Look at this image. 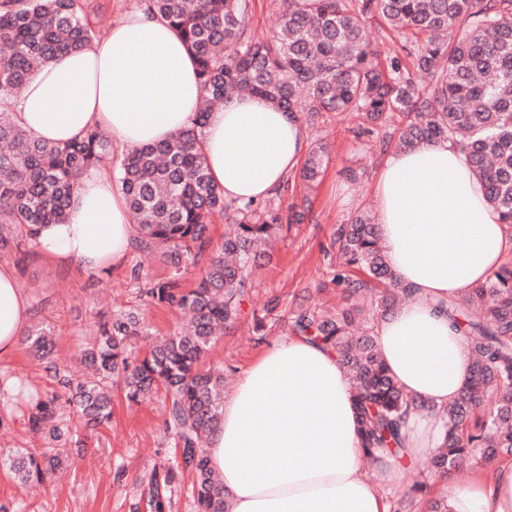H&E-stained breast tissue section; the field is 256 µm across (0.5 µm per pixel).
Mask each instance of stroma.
Returning a JSON list of instances; mask_svg holds the SVG:
<instances>
[{
    "label": "stroma",
    "mask_w": 512,
    "mask_h": 512,
    "mask_svg": "<svg viewBox=\"0 0 512 512\" xmlns=\"http://www.w3.org/2000/svg\"><path fill=\"white\" fill-rule=\"evenodd\" d=\"M362 124L360 114L344 112L323 115L309 126L310 140L329 145L327 168L310 189L299 177H291L283 202L308 201L311 218L283 226L269 258L255 269L245 289L238 319L209 354L211 364L224 366L233 377H240L263 349L289 336L288 321L303 297L327 310L339 304L331 282L336 231L359 210L374 208L375 182L385 157L381 142L395 135L398 127L391 120L374 135L360 138L356 132ZM348 168L354 179L346 178ZM0 262L13 266L21 287L31 295L34 321L49 328L59 366L55 372L46 369L22 347L13 357L0 360V375L22 378L42 396L56 397L64 418L69 415L68 394L59 378L82 376L79 352L99 316L139 310L151 331L150 337L137 342L140 353L151 346L154 336L170 334L184 323L178 311L146 304L131 274L140 264L151 278L165 279L170 268L160 258L145 263L134 251L121 267L87 273L56 267L29 244L22 251L1 254ZM29 411V406L16 409L0 398V505H9L11 512H133L140 478L154 465L174 462L177 455L174 439L164 432L162 396L136 404L118 395L112 422L100 433L98 444L45 484L29 485L13 478L7 464L10 455L24 450L39 453L47 446L41 435L30 431Z\"/></svg>",
    "instance_id": "obj_1"
}]
</instances>
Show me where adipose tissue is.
<instances>
[{
	"label": "adipose tissue",
	"mask_w": 512,
	"mask_h": 512,
	"mask_svg": "<svg viewBox=\"0 0 512 512\" xmlns=\"http://www.w3.org/2000/svg\"><path fill=\"white\" fill-rule=\"evenodd\" d=\"M202 96L182 38L137 6L113 22L107 39L37 69L13 106L45 143L96 128L122 153L175 136ZM307 148L302 119L258 96L226 99L203 132L209 172L230 201L273 196ZM375 195L380 244L411 291L374 334L412 401L403 444L411 459L442 445V411L472 372L448 304L499 269L512 252V228L445 141L388 154ZM135 239L121 188L94 169L79 180L66 223L41 226L35 244L58 265L95 271L123 265ZM34 313L13 269L0 264V359L18 351ZM205 448L229 512H392L390 492L401 477L393 457L365 466L352 382L332 348L301 336L276 343L242 372ZM440 488L447 512H512V456L479 467L462 485L443 478Z\"/></svg>",
	"instance_id": "1"
}]
</instances>
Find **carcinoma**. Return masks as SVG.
Instances as JSON below:
<instances>
[{"instance_id": "obj_1", "label": "carcinoma", "mask_w": 512, "mask_h": 512, "mask_svg": "<svg viewBox=\"0 0 512 512\" xmlns=\"http://www.w3.org/2000/svg\"><path fill=\"white\" fill-rule=\"evenodd\" d=\"M144 2L187 45L204 96L191 125L173 139L123 153L118 181L137 219L136 249L146 258L161 254L172 269L163 281H146L144 296L185 313L192 329L165 337L140 357L133 344L148 335L141 315L101 318L81 354L88 376L65 381L67 404L77 425L94 431L112 420V383L130 402L163 391L164 430L176 441L178 460L153 468L140 498L148 512H166L180 468L194 476L197 512H227L224 484L204 449L224 416V370L207 357L239 315L261 247L281 224H300L306 213L291 206L283 214L280 195L257 203L224 200L203 151L208 113L241 91L285 112H304L308 120L319 112H361L372 124L398 118L402 150L430 141L459 147L487 203L512 228V0H283L271 42L247 32V0ZM374 17L404 39L406 57L378 60L366 34ZM96 39L81 0H0V253L21 249L42 224L65 223L80 177L112 160V142L101 131L49 145L19 124L9 103L33 71ZM413 68L425 83L416 81ZM326 157L325 144L311 148L303 184L318 181ZM224 213L233 223L203 263L212 219ZM336 243V287L370 298L382 317L410 296L390 269L369 214L340 225ZM197 265L195 286L181 287L182 271ZM359 314L355 304L334 315L301 307L289 326L292 334L335 349L354 386L364 456L373 459L401 445L411 400L369 331L353 334ZM448 318L465 335L473 370L460 398L443 410L445 438L430 460L440 475L463 462L512 455V266L449 302ZM24 345L55 366L46 328L34 327ZM28 425L51 441L67 434L53 398L36 399ZM9 463L21 480L42 484L71 458L20 453Z\"/></svg>"}]
</instances>
